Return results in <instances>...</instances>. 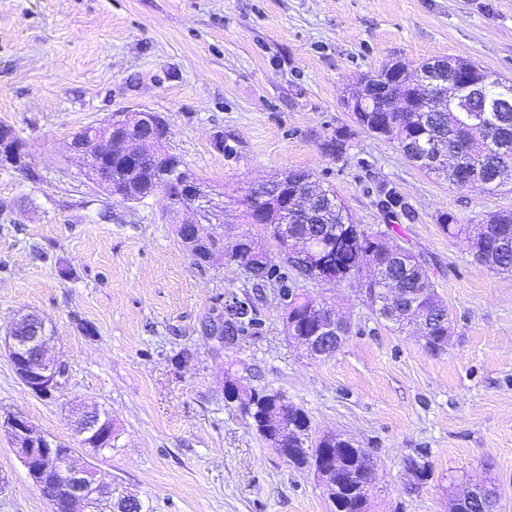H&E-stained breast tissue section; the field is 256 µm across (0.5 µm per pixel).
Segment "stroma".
<instances>
[{"mask_svg":"<svg viewBox=\"0 0 512 512\" xmlns=\"http://www.w3.org/2000/svg\"><path fill=\"white\" fill-rule=\"evenodd\" d=\"M392 58L465 59L512 79V0H0V120L29 153L28 174L0 170V327L39 313L69 368L43 397L0 354V417L70 443L72 405L107 411L117 448L78 453L150 512H331L314 473L226 400L236 379L303 408L313 437L367 449L369 512H450L474 484L495 485L512 512V273L478 264L437 221L512 211V179L493 195L459 189L356 129L347 98ZM134 110L165 119L169 147L223 207L228 242L248 231L275 251L238 202L283 172L332 186L364 226L381 221L368 186L393 183L418 214L401 236L431 264L447 344L429 351L377 320L358 281L303 280L350 323L332 356L307 357L274 288L234 265L197 266L161 196L121 204L69 152L75 134ZM341 128L353 136L337 158L325 146ZM234 295L253 297L262 330L220 350L207 326ZM420 452L430 476L417 484L403 461ZM0 512H50L3 435Z\"/></svg>","mask_w":512,"mask_h":512,"instance_id":"35a3bbf8","label":"stroma"}]
</instances>
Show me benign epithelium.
<instances>
[{"label":"benign epithelium","instance_id":"7a95c632","mask_svg":"<svg viewBox=\"0 0 512 512\" xmlns=\"http://www.w3.org/2000/svg\"><path fill=\"white\" fill-rule=\"evenodd\" d=\"M462 72L466 78L469 94L480 98L479 111L499 109L498 98L485 92V82L471 74L464 62L451 61L426 64L421 72L420 94L428 100L437 101L448 96V88L454 87ZM364 85L372 93L386 96L382 106L384 112H405L407 105L395 86L386 82L375 83L368 77ZM141 124L147 130L142 137H130L133 130V116L127 112L112 115L108 122L99 127H91L88 132L72 140L70 149L81 160L84 169L102 184L107 193H112V179L101 176V169L114 157L139 153L140 148L150 143H166L167 126L155 114L141 111ZM0 168L19 173H28V153L26 142L7 123L0 122ZM155 192L163 195L165 212L175 217L180 224L181 241L186 250L194 255L200 242L210 238H220L216 225L210 220V208L204 190L193 181L188 168L176 154L161 155L157 160ZM296 238L287 233L283 249L288 251L296 262L315 271H320L318 254L308 246H295ZM395 298L391 289L382 290L379 307L394 318H405L421 332H426L427 313L418 308L417 302L409 300L400 310L394 309ZM314 312L320 322L317 334L294 336L298 345L304 347L314 359L326 356L337 350L345 340L344 328L348 322L338 318L322 302H317ZM51 332L44 318L37 314L27 315V326L14 324L4 340V349L13 370L21 383L32 392L50 396L63 387L68 373L66 362L59 356H46V344ZM75 438L82 444L98 442L99 433L108 427L98 408L83 406L75 411L70 420ZM0 431L21 459L27 474L40 493L44 494L51 512H94L96 504L105 501L111 504L112 512H136L142 501L115 483H104L97 479V470L89 463L80 464L75 458L74 449L55 439H50L34 431L22 416L11 415L0 421ZM298 436V429L290 424L274 433H266L265 441L274 448L286 462L292 461V449L283 447L287 439ZM337 462L331 455H322L313 462L312 469L324 486L328 497H336ZM64 485L68 495L60 499L53 495L54 486Z\"/></svg>","mask_w":512,"mask_h":512}]
</instances>
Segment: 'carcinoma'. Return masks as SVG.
I'll return each mask as SVG.
<instances>
[{"mask_svg": "<svg viewBox=\"0 0 512 512\" xmlns=\"http://www.w3.org/2000/svg\"><path fill=\"white\" fill-rule=\"evenodd\" d=\"M491 76L487 91L501 98L505 110L483 112L481 120L472 118V105L448 96V110L435 111V106L418 101L414 111L400 116L381 111V103L373 101L374 111L358 112L355 120L364 130L397 140L400 150L411 161L420 158L432 159L418 167L436 179L462 189L469 187L482 193H494L503 185V171L487 164L483 152L471 150L460 154L455 145L462 141L479 142L487 146L489 152L512 159V93L508 86L499 85L500 76L486 70ZM350 135L339 131L336 137L326 144V150L341 157L347 153ZM138 172L127 179H115L112 193L125 198L136 195L146 197L151 185L150 159L136 161ZM277 190L272 199H266L248 191L243 199L242 217L244 223L251 224L260 217L285 224L292 232L300 234L306 228H315L319 237L315 246L320 251L323 268L335 273L340 280L359 277L369 296L375 303L381 284L376 278H364V269L375 266L385 269L387 285L391 288H409L418 292L421 288L433 287L430 266L421 255L406 248L400 240L398 229L405 224H413L417 215L403 195L389 182H379L372 189V204L384 221L375 229H365L356 224L349 209L339 199L336 192L327 188H315L310 175L302 170H290L271 181ZM497 222L490 227V236L484 239V255L481 262L499 273L512 272V213L496 214ZM442 231L450 237H460L467 232V225L460 224L455 216L442 213L438 216ZM211 246L221 247L220 239ZM225 247V246H223ZM278 255L264 259L265 267L258 282L272 285L287 299L285 333L294 336H311L319 328V323L311 313L316 298L296 292L299 279L316 281L318 274L311 269L294 264L282 246H277ZM247 254L246 243L241 242L225 247L227 263L233 264ZM230 317L227 328L239 338L259 334L260 319L257 309L246 296L231 298L228 303ZM251 405H242V410L251 412L253 424L260 430L272 423V408L284 399L280 392H254ZM287 418L299 423L302 440L298 447L306 452L295 460L294 465L302 468L309 464V456L320 448H340L337 437L323 436L318 440L311 437L310 418L306 411L297 405L288 406ZM350 464L336 473V480L342 482L343 492L337 502L335 512H361L359 484H367L364 466H374L367 449L358 448L349 453Z\"/></svg>", "mask_w": 512, "mask_h": 512, "instance_id": "cac0c4a2", "label": "carcinoma"}]
</instances>
